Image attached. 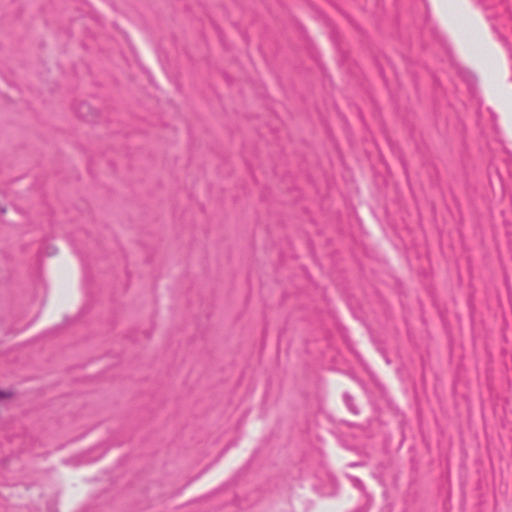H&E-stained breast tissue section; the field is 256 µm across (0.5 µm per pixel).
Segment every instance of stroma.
Listing matches in <instances>:
<instances>
[{"instance_id": "obj_1", "label": "stroma", "mask_w": 512, "mask_h": 512, "mask_svg": "<svg viewBox=\"0 0 512 512\" xmlns=\"http://www.w3.org/2000/svg\"><path fill=\"white\" fill-rule=\"evenodd\" d=\"M510 242L428 0H0V512L45 455L87 512H512ZM481 374L478 368L474 371V377L472 382L474 399L471 405L472 418L469 425L472 429L483 428L486 423V409L481 400Z\"/></svg>"}]
</instances>
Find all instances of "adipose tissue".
I'll return each mask as SVG.
<instances>
[{
	"label": "adipose tissue",
	"instance_id": "1",
	"mask_svg": "<svg viewBox=\"0 0 512 512\" xmlns=\"http://www.w3.org/2000/svg\"><path fill=\"white\" fill-rule=\"evenodd\" d=\"M429 6L443 34L469 67L482 75L487 97L501 112L502 129L512 138V73L498 65L497 48L485 34L482 17L472 9L470 0H429Z\"/></svg>",
	"mask_w": 512,
	"mask_h": 512
}]
</instances>
